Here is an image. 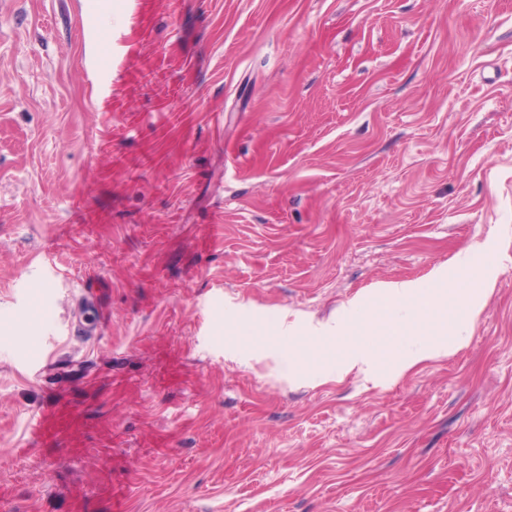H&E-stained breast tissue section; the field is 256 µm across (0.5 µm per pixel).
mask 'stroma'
<instances>
[{"instance_id": "35a3bbf8", "label": "stroma", "mask_w": 512, "mask_h": 512, "mask_svg": "<svg viewBox=\"0 0 512 512\" xmlns=\"http://www.w3.org/2000/svg\"><path fill=\"white\" fill-rule=\"evenodd\" d=\"M439 268L394 383L224 335ZM0 512H512V0H0ZM87 297L89 301V306L92 308V316L88 319V322H84L79 320L76 325L73 326L72 323L69 325V332L72 333H83L85 335H92L96 330L98 324L101 322V313L100 307L98 306L97 294L93 288L87 290Z\"/></svg>"}]
</instances>
